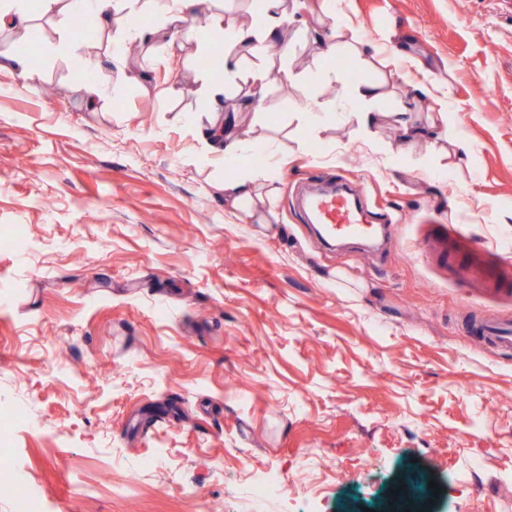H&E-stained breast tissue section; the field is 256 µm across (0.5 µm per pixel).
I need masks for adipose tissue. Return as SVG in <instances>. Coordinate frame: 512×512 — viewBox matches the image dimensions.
I'll list each match as a JSON object with an SVG mask.
<instances>
[{"mask_svg":"<svg viewBox=\"0 0 512 512\" xmlns=\"http://www.w3.org/2000/svg\"><path fill=\"white\" fill-rule=\"evenodd\" d=\"M196 0H137L135 12L128 17V29L135 32L141 40H151L156 31L140 24L139 15L143 12L162 15L169 30L177 32L190 27L200 35H221L225 51L221 58L215 59V67L229 72H239L240 60L234 52L236 46L262 42L277 48L280 56H288L290 49L283 40L281 30L289 22L290 16L284 6V0H262L261 12L257 18L237 25H224V17L218 12L199 13L195 9ZM261 172H252L245 177H230L224 181V204L232 211L249 207L257 211L266 203L259 192L257 183Z\"/></svg>","mask_w":512,"mask_h":512,"instance_id":"ef3b65f1","label":"adipose tissue"}]
</instances>
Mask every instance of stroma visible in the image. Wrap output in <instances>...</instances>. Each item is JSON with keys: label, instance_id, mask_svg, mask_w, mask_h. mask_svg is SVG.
<instances>
[{"label": "stroma", "instance_id": "35a3bbf8", "mask_svg": "<svg viewBox=\"0 0 512 512\" xmlns=\"http://www.w3.org/2000/svg\"><path fill=\"white\" fill-rule=\"evenodd\" d=\"M302 2L292 53L243 50L212 93L196 36L116 64L133 34L88 44L38 12L34 73L0 70V461L50 512H387L414 472L441 488L425 512H512V350L460 321L512 320L491 286L512 265V0H344L339 41L392 45L336 60L314 40L321 0ZM342 67L380 84L376 127L341 120L358 104ZM430 76L447 110L420 96ZM315 103L331 117L312 126ZM395 112L421 137L403 142ZM229 116L253 137L237 170L205 144ZM259 152L266 221L222 189ZM342 177L400 224L396 249L311 231L299 193ZM270 478L279 495L244 499Z\"/></svg>", "mask_w": 512, "mask_h": 512}]
</instances>
